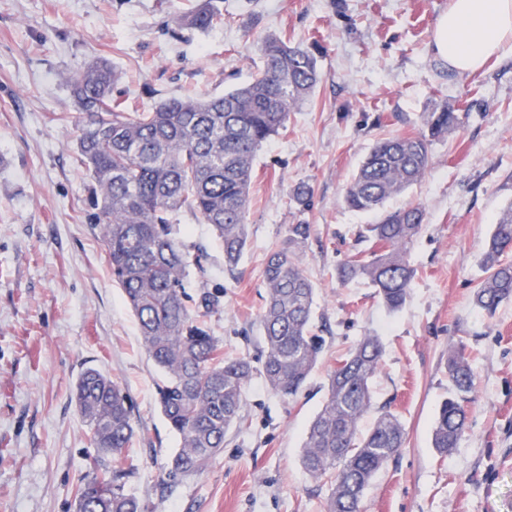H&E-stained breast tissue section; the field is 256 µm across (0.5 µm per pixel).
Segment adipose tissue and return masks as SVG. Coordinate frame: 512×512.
<instances>
[{
  "label": "adipose tissue",
  "instance_id": "adipose-tissue-1",
  "mask_svg": "<svg viewBox=\"0 0 512 512\" xmlns=\"http://www.w3.org/2000/svg\"><path fill=\"white\" fill-rule=\"evenodd\" d=\"M512 45V0H448L432 51L459 73L480 70Z\"/></svg>",
  "mask_w": 512,
  "mask_h": 512
}]
</instances>
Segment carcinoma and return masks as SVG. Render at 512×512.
<instances>
[{
    "mask_svg": "<svg viewBox=\"0 0 512 512\" xmlns=\"http://www.w3.org/2000/svg\"><path fill=\"white\" fill-rule=\"evenodd\" d=\"M224 20L212 0L174 17L180 29L204 30ZM261 65L250 80L208 99L172 98L142 112L114 98L119 72L104 59L91 61L70 80L76 111L82 115L77 140L80 162L90 176L89 201L120 286L138 321L149 359L166 374L157 404L181 446L167 476L205 472L224 448V439L246 423L245 388L253 375L247 358L224 359L219 341L195 323L184 282L203 269L175 233L184 211L209 225L233 270L247 247L253 165L258 151L286 127L288 113L306 102L321 81L315 56L276 34L262 41ZM461 116L443 106L430 113L427 131L375 143L363 157L343 199L354 210L377 213L359 235L369 247L337 267L343 283L362 279L390 311L406 301L415 269L407 250L422 230L419 204L396 210L386 202L425 175L431 147L454 131ZM312 190L296 186L290 200L306 209ZM312 225L290 224L268 252L261 315L264 346L261 373L267 386L293 398L304 388L320 347L310 333L315 288L300 259ZM512 204L497 218L482 258L483 278L474 303L488 315L512 299ZM383 345L362 337L337 361L328 377L327 396L306 432L301 463L309 476L330 480L327 512H360L374 476L406 442L405 429L391 412L380 414L371 430L359 423L373 405L372 381ZM454 394L442 402L432 430V447L441 455L456 447L467 425L464 405L475 375L458 350L448 353ZM79 414L96 454L75 491L78 512H141L126 490L132 470L115 464L128 447L134 424L122 389L97 369L83 371L76 385Z\"/></svg>",
    "mask_w": 512,
    "mask_h": 512,
    "instance_id": "obj_1",
    "label": "carcinoma"
}]
</instances>
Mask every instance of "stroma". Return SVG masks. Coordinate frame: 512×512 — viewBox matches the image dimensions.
<instances>
[{
  "label": "stroma",
  "instance_id": "1",
  "mask_svg": "<svg viewBox=\"0 0 512 512\" xmlns=\"http://www.w3.org/2000/svg\"><path fill=\"white\" fill-rule=\"evenodd\" d=\"M200 2L0 0V512H73L94 453L74 400L88 368L130 398L135 435L125 456L143 512H325L327 486L300 463L304 437L337 358L366 335L380 337L384 356L362 426L387 410L407 438L372 481L362 512H512V300L491 316L473 303L486 240L512 203V53L465 74L437 59L431 44L448 0H224L219 25L177 31L174 16ZM270 33L309 47L322 81L257 155L248 243L235 271L209 226L183 213L180 239L209 255L187 293L214 298L204 322L225 358L258 360L267 251L288 225L307 222L301 263L315 288L311 330L323 346L295 399L254 373L246 427L228 434L203 474L173 483L164 472L179 437L157 406L163 374L87 219L89 176L75 150L81 118L69 81L104 57L121 74V96L140 106L220 95L256 72L259 40ZM444 102L461 125L434 142L421 183L387 203L426 212L408 250L416 270L409 296L390 313L369 283L336 277L375 221L345 205L344 189L376 141L422 132ZM300 183L313 190L302 212L288 195ZM458 347L476 388L466 432L443 457L432 427L452 392L448 353Z\"/></svg>",
  "mask_w": 512,
  "mask_h": 512
}]
</instances>
